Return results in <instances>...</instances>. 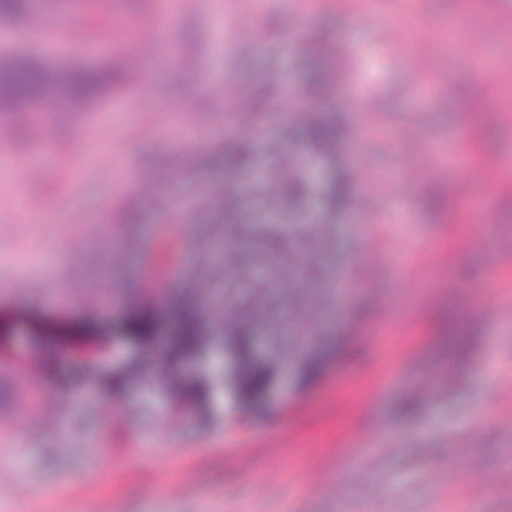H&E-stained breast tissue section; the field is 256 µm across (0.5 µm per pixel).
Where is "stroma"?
Wrapping results in <instances>:
<instances>
[{
  "mask_svg": "<svg viewBox=\"0 0 512 512\" xmlns=\"http://www.w3.org/2000/svg\"><path fill=\"white\" fill-rule=\"evenodd\" d=\"M378 17L434 49L445 83L425 77L361 112L324 90L320 121L354 143L379 191L336 227L323 264L314 239L294 245L327 282L359 288L318 332L321 373L277 368L273 397L232 380L202 392L184 357H161L186 313L208 348L221 294L192 281L202 225L285 224L257 173L278 154L295 97L357 35L330 5L295 0H42L0 20V52L61 69L115 66L126 80L72 113L32 110L24 132L0 113V512H512V23L478 0H378ZM245 16L243 42L220 34ZM167 26L173 57L154 35ZM232 83L256 112L248 134L216 94ZM488 96L502 108L472 111ZM431 108L428 123L417 114ZM385 135L371 140L369 125ZM479 126L488 164L466 176L460 138ZM303 214L326 207L336 169L309 165ZM208 191L210 209L194 207ZM245 194L243 214L224 199ZM157 289L159 299L149 296ZM36 404H21L28 389ZM461 480L448 484V473Z\"/></svg>",
  "mask_w": 512,
  "mask_h": 512,
  "instance_id": "obj_1",
  "label": "stroma"
}]
</instances>
